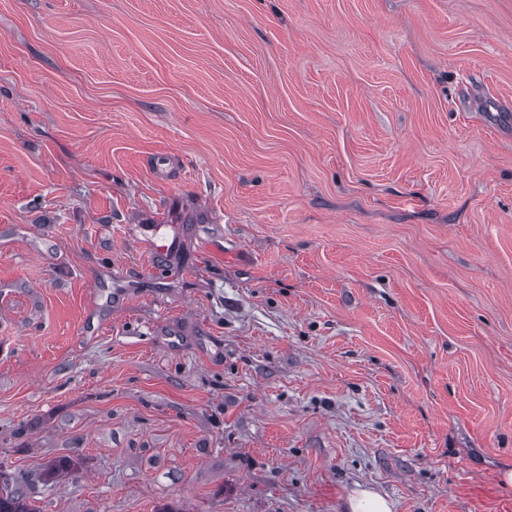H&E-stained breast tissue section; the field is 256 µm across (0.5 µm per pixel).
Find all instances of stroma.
<instances>
[{
  "mask_svg": "<svg viewBox=\"0 0 512 512\" xmlns=\"http://www.w3.org/2000/svg\"><path fill=\"white\" fill-rule=\"evenodd\" d=\"M503 110L512 0H0V476L512 512Z\"/></svg>",
  "mask_w": 512,
  "mask_h": 512,
  "instance_id": "stroma-1",
  "label": "stroma"
}]
</instances>
